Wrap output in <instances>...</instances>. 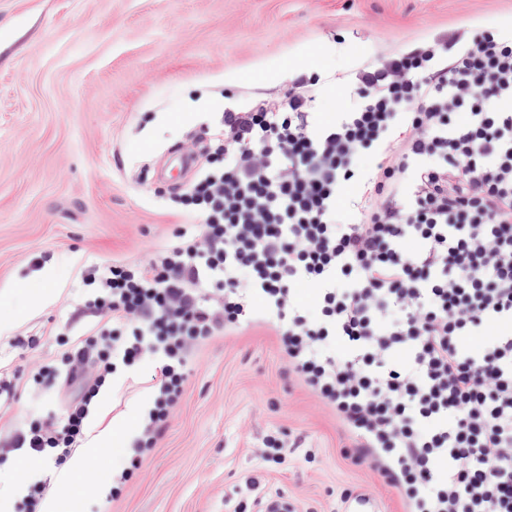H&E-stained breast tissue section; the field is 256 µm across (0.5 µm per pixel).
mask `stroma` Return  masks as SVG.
<instances>
[{
  "instance_id": "obj_1",
  "label": "stroma",
  "mask_w": 512,
  "mask_h": 512,
  "mask_svg": "<svg viewBox=\"0 0 512 512\" xmlns=\"http://www.w3.org/2000/svg\"><path fill=\"white\" fill-rule=\"evenodd\" d=\"M512 30V0H0V464L20 428L62 413L93 376L53 382L94 323L95 266L144 265L182 228L177 201L210 160L225 108L279 104L309 74L330 123L356 74L433 38ZM52 269L51 301L28 306ZM158 355L118 368L91 423L156 399ZM190 375L141 468L103 453L78 483L83 512H341L400 495L346 456L354 441L289 372L272 324L192 346ZM280 463L258 458L269 438Z\"/></svg>"
}]
</instances>
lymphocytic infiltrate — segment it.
<instances>
[{
	"instance_id": "1",
	"label": "lymphocytic infiltrate",
	"mask_w": 512,
	"mask_h": 512,
	"mask_svg": "<svg viewBox=\"0 0 512 512\" xmlns=\"http://www.w3.org/2000/svg\"><path fill=\"white\" fill-rule=\"evenodd\" d=\"M351 94L328 124L297 89L282 108L225 109L212 167L181 203L198 235L145 267L94 269L97 324L65 362L94 378L16 447L64 464L100 389L147 350L162 360L145 427L158 433L191 346L254 323L261 304L289 372L405 512H512V334L467 343L512 321V35L432 40L360 71ZM367 153L374 171L340 222ZM302 286L315 307L297 302Z\"/></svg>"
}]
</instances>
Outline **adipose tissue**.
Returning <instances> with one entry per match:
<instances>
[{
  "instance_id": "adipose-tissue-1",
  "label": "adipose tissue",
  "mask_w": 512,
  "mask_h": 512,
  "mask_svg": "<svg viewBox=\"0 0 512 512\" xmlns=\"http://www.w3.org/2000/svg\"><path fill=\"white\" fill-rule=\"evenodd\" d=\"M132 435L127 417H117L90 431L83 446L58 477L55 489L44 499L41 512H77L76 481L88 464L96 462L112 447H125Z\"/></svg>"
}]
</instances>
